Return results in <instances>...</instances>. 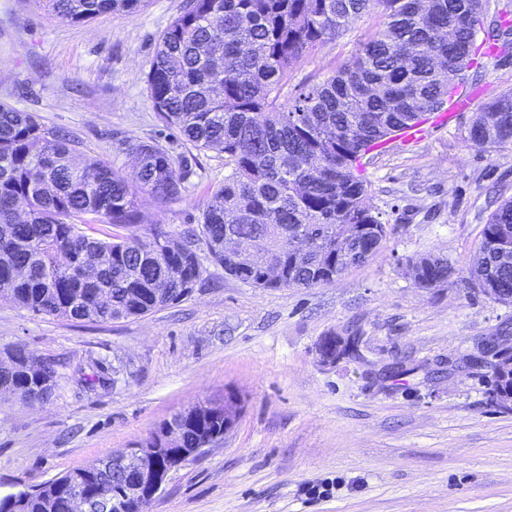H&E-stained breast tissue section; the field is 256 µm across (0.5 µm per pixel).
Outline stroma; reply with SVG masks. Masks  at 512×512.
I'll return each instance as SVG.
<instances>
[{"instance_id":"obj_1","label":"stroma","mask_w":512,"mask_h":512,"mask_svg":"<svg viewBox=\"0 0 512 512\" xmlns=\"http://www.w3.org/2000/svg\"><path fill=\"white\" fill-rule=\"evenodd\" d=\"M187 0H148L80 27L41 0H0V103L67 131L78 149L130 170L129 145L166 148L191 174L148 221L197 226L224 155L163 124L145 88L159 35ZM377 15L321 45L290 82H318L348 61ZM462 90L512 91V54L480 58ZM478 105L418 145L391 138L366 160L388 228L368 264L313 288H256L225 274L205 244L187 299L143 317L88 323L0 299V349L59 360L46 403L0 397V494L41 484L146 438L177 411L225 396L240 415L221 445L171 472L148 512H512V406L477 342L512 348V305L459 283L425 289L408 259L431 253L465 276L490 214L512 199V145L468 140ZM357 336L361 356L318 361L322 337ZM334 485L315 497L312 486Z\"/></svg>"}]
</instances>
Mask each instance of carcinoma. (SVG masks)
<instances>
[{
    "label": "carcinoma",
    "instance_id": "1",
    "mask_svg": "<svg viewBox=\"0 0 512 512\" xmlns=\"http://www.w3.org/2000/svg\"><path fill=\"white\" fill-rule=\"evenodd\" d=\"M74 26L109 12L134 13L146 0H43ZM377 9L382 21L333 75L294 86L279 104L294 66L353 20ZM487 0H187L159 36L146 91L158 118L198 151L224 154V183L208 195L201 229L147 223L148 201L165 203L185 189L180 163L154 142L130 148L132 171L116 172L50 130L31 112L0 104V297L35 315L88 322L141 317L189 296L201 280L194 238L202 236L224 272L257 288H313L361 266L378 252L386 224L371 203L357 166L367 148L441 110L475 59L477 30L503 54L512 26ZM480 147L512 145V91L486 102L468 133ZM25 202V220L16 202ZM93 220L115 228L100 233ZM265 249L245 273L224 256L226 224ZM361 227L358 236L345 226ZM512 200L485 224L474 262L461 281L494 288L512 303ZM269 263L284 279L264 278ZM20 268L25 277H16ZM416 284L440 288L453 270L431 254L408 261ZM106 290L112 302L98 303ZM14 368L0 373L23 396L48 397L57 364L27 372L32 353L7 351ZM221 418L185 417L175 447L198 448L202 435L222 432ZM104 474L70 469L0 512H71V486L94 492Z\"/></svg>",
    "mask_w": 512,
    "mask_h": 512
}]
</instances>
